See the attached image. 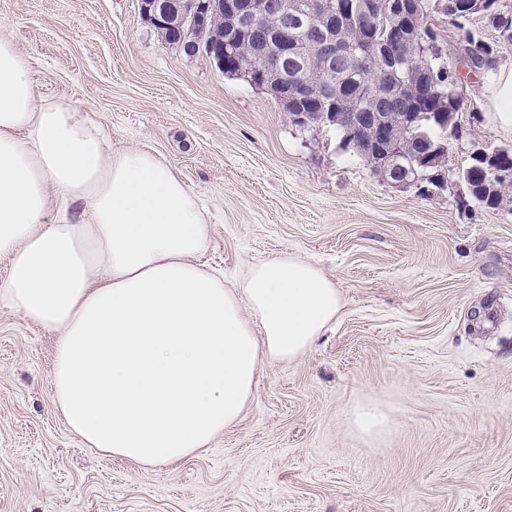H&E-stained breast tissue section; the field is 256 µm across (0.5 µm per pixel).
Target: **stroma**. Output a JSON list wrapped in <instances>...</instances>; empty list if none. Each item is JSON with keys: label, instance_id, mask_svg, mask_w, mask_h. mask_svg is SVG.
<instances>
[{"label": "stroma", "instance_id": "obj_1", "mask_svg": "<svg viewBox=\"0 0 512 512\" xmlns=\"http://www.w3.org/2000/svg\"><path fill=\"white\" fill-rule=\"evenodd\" d=\"M445 183L401 189L342 136L207 56L162 43L140 0H0L42 97L72 101L113 148L166 157L211 213L201 260L240 282L295 253L343 296L300 359L265 366L240 420L176 467L85 447L52 407L55 340L0 307V512H512V209L472 202L473 141L511 146L492 88L460 64ZM389 416L360 432L352 411ZM352 422L363 433L377 434L388 425V416L378 406L365 404L352 413Z\"/></svg>", "mask_w": 512, "mask_h": 512}]
</instances>
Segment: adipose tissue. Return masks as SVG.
Wrapping results in <instances>:
<instances>
[{"instance_id": "obj_1", "label": "adipose tissue", "mask_w": 512, "mask_h": 512, "mask_svg": "<svg viewBox=\"0 0 512 512\" xmlns=\"http://www.w3.org/2000/svg\"><path fill=\"white\" fill-rule=\"evenodd\" d=\"M197 192L148 147L115 149L80 106L39 95L0 32V305L55 337L56 412L86 447L173 466L250 402L260 370L303 356L343 309L297 254L242 282L199 260Z\"/></svg>"}]
</instances>
